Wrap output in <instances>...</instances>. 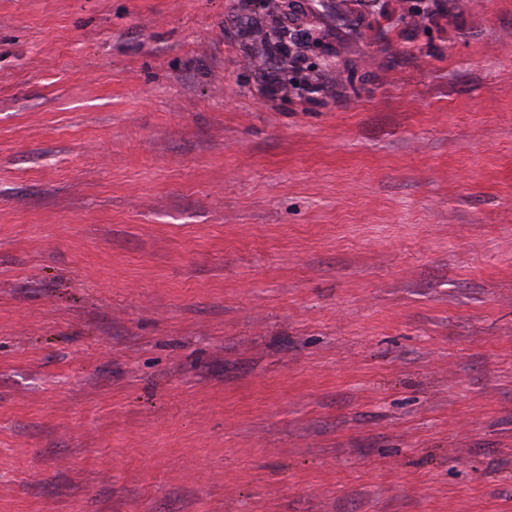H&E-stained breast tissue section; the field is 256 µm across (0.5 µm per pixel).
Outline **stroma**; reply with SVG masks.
<instances>
[{"mask_svg":"<svg viewBox=\"0 0 512 512\" xmlns=\"http://www.w3.org/2000/svg\"><path fill=\"white\" fill-rule=\"evenodd\" d=\"M308 2L0 0V512H512V0Z\"/></svg>","mask_w":512,"mask_h":512,"instance_id":"35a3bbf8","label":"stroma"}]
</instances>
